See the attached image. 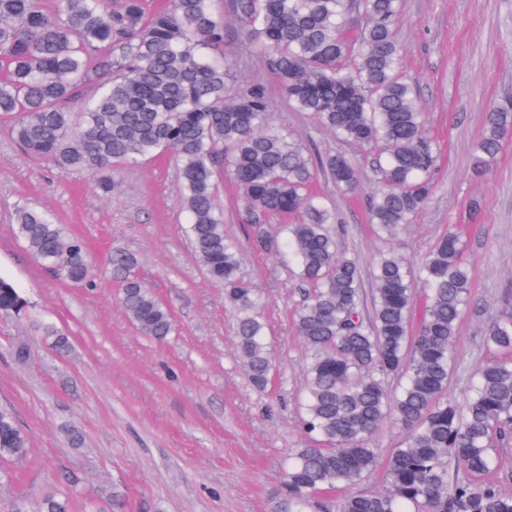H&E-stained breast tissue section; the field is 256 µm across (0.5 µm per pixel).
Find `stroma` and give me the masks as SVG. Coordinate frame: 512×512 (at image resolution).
I'll return each instance as SVG.
<instances>
[{
	"label": "stroma",
	"instance_id": "stroma-1",
	"mask_svg": "<svg viewBox=\"0 0 512 512\" xmlns=\"http://www.w3.org/2000/svg\"><path fill=\"white\" fill-rule=\"evenodd\" d=\"M395 36L402 75L417 90L440 156L434 192L394 249L417 262L448 228L463 235L471 306L459 323L446 392L460 402L476 370L496 356L482 335L487 316L512 309V140L488 174L473 171L489 109L512 104V0H403ZM224 55L227 97L263 86L272 121L320 154L340 153L356 166L358 192L322 175L312 189L336 211L341 249L370 270L382 249L367 207L378 150L341 141L313 116L292 111L232 20ZM117 179L118 191L103 198L91 175L63 173L28 155L0 125V276L22 290L31 312L22 320L0 316V403L14 409L31 446L0 497L34 498L63 488L68 477L74 512L89 501L112 512H276L288 459L309 443L299 427L305 351L294 330L302 299L296 268L252 247L253 229L237 218L238 190L222 174L224 231L238 241L242 272L261 296L274 358L271 381L260 390L238 361L224 292L195 260L174 157L124 167ZM474 201L481 210L472 220ZM21 205L49 211L96 261L115 250L132 255L138 276L171 309L176 333L162 342L142 335L117 303L112 278L86 289L42 269L14 234ZM36 320L67 336L65 353L34 330ZM19 345L29 350L22 362L12 354ZM73 428L81 435L76 444Z\"/></svg>",
	"mask_w": 512,
	"mask_h": 512
}]
</instances>
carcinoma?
Segmentation results:
<instances>
[{
  "label": "carcinoma",
  "instance_id": "obj_1",
  "mask_svg": "<svg viewBox=\"0 0 512 512\" xmlns=\"http://www.w3.org/2000/svg\"><path fill=\"white\" fill-rule=\"evenodd\" d=\"M218 0H172L148 13L143 0H0V118L28 153L60 170L96 177L110 197L118 170L165 151L177 161L194 257L207 279L224 288L235 313L234 343L258 388L267 386L272 354L257 309L260 297L240 273L237 244L224 233L217 202L219 167L239 188L242 223L283 224L280 237L262 231L256 249L286 254L298 269L304 299L296 333L309 354L300 428L316 440L290 458L283 502L288 512H330L322 495L347 489L384 469L382 489L346 496L339 512H512V480L491 455L512 442V311L492 316L486 344L502 356L485 362L461 403L444 397L458 325L470 301L471 271L463 240L444 234L418 265L388 251L374 263L371 314L356 259L339 251L336 216L310 191L321 171L339 189L359 188L356 166L342 154L322 156L270 120L262 86L228 100L224 85V13ZM224 9L278 80L288 105L315 116L323 130L380 151V187L369 196L371 224L396 237L434 189L438 149L427 134L416 89L399 73L394 29L401 0H229ZM365 25L355 37L351 10ZM95 64L88 65L89 56ZM93 88L79 97L80 89ZM81 98L79 110L68 107ZM512 137V110L489 109L474 169L490 170ZM17 236L60 281L97 285L85 242L45 211L20 206ZM134 259L116 251L109 274L118 301L144 335L163 341L175 332L169 308L132 274ZM424 301L417 327L416 297ZM27 301L0 278V315L21 318ZM39 333L57 350L67 338L46 323ZM402 377L400 391L384 378ZM399 424L404 445L380 462L370 440L386 422ZM30 452L14 410L0 406V486L9 464ZM72 499L49 492L36 500L0 502V512H71Z\"/></svg>",
  "mask_w": 512,
  "mask_h": 512
}]
</instances>
